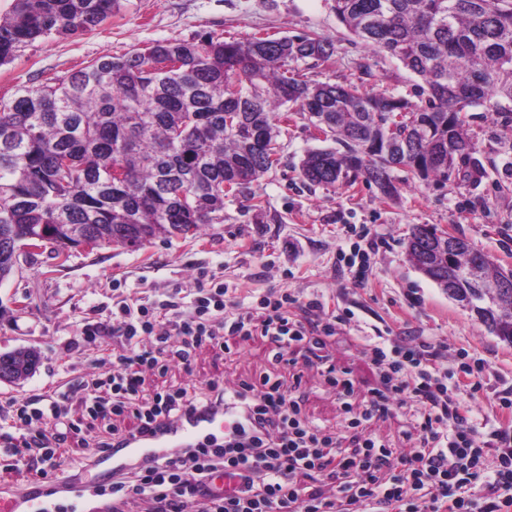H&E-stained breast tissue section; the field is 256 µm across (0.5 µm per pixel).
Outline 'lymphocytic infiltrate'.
<instances>
[{"mask_svg":"<svg viewBox=\"0 0 512 512\" xmlns=\"http://www.w3.org/2000/svg\"><path fill=\"white\" fill-rule=\"evenodd\" d=\"M297 303L296 296L274 289L247 303L221 283L189 294L176 290L160 301L122 300L112 323L121 351L113 355L107 379L86 374L0 409L5 472L44 478L60 470L67 441L80 430L69 417L73 405L94 419L134 416L141 434L223 408L230 395L241 415L233 434L120 470L107 491L112 512H126L136 500L142 512H187L192 506L197 512H512V430L499 425L479 432L430 345L379 337L366 353L380 387L357 411L348 402L352 380L327 353L335 316L312 299L306 304L311 320L301 323L290 312ZM256 336L269 343L278 364L294 368L296 351H303L305 366L320 370L344 401L348 428L413 407L414 445L393 448L368 436L355 449L344 448L336 431L303 416L294 397L303 374L295 368L288 379L264 373L203 388L144 387L145 373L189 368L198 348L229 355L234 343ZM489 449L498 459L492 468L485 458ZM229 470L238 487L215 488L212 477Z\"/></svg>","mask_w":512,"mask_h":512,"instance_id":"1","label":"lymphocytic infiltrate"}]
</instances>
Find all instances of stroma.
<instances>
[{
    "mask_svg": "<svg viewBox=\"0 0 512 512\" xmlns=\"http://www.w3.org/2000/svg\"><path fill=\"white\" fill-rule=\"evenodd\" d=\"M99 29L78 37L39 39L0 66V100L18 89L62 76L103 55H121L163 40H190L204 33L245 40L254 34L318 32L333 42L328 64L308 70L317 82H364L414 98L418 76L385 53L366 48L337 20L333 0H121ZM475 157L483 169L478 182L438 189L419 180L402 183L394 199L375 186L308 187L300 173L305 154L321 147L305 121L283 126L278 143L282 164L253 182L247 195L224 201V221L202 226L195 238L156 239L139 249L105 245L75 251L61 262L43 251L22 262L20 273L0 282V352L35 346L42 355L35 375L23 385L0 382V404L52 390L82 374H103L111 341L100 360L78 346L84 324L108 322L119 301L132 294L164 298L173 289L192 291L199 273L236 290L238 296L281 289L301 301L320 300L342 317L327 350L354 381L353 403L370 398L377 375L362 349L372 336L421 338L441 353L448 385L477 417L512 421L498 398L512 389V344L450 299L411 265L404 240L412 225L429 224L464 235L497 264L512 269V112L495 116L475 109ZM365 231V279L353 285L346 256L352 229ZM262 339L242 343L233 360L197 351L191 371L173 369L168 384L204 387L210 381L288 375L272 364ZM481 363L482 388L471 393L458 370L460 359ZM302 409L317 424L342 429L341 405L315 372L300 389Z\"/></svg>",
    "mask_w": 512,
    "mask_h": 512,
    "instance_id": "stroma-1",
    "label": "stroma"
}]
</instances>
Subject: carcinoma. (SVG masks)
Instances as JSON below:
<instances>
[{
    "mask_svg": "<svg viewBox=\"0 0 512 512\" xmlns=\"http://www.w3.org/2000/svg\"><path fill=\"white\" fill-rule=\"evenodd\" d=\"M334 2L355 38L423 80L418 100L301 79L299 65L334 53L310 31L157 41L1 102L0 282L16 272L26 235L54 246L104 231L108 245L139 248L224 223V198L281 164L279 124L297 118L333 142L301 160L311 185L362 178L392 199L396 169L441 187L475 179L471 111L512 112V0ZM119 8L120 0H15L0 16V64L37 39L93 31ZM288 104L295 110L281 111ZM437 233L410 228L412 265L444 291L453 284L451 299L512 344V287H494L512 269L463 235L458 252L436 254ZM39 362L34 346L0 353V381L20 384Z\"/></svg>",
    "mask_w": 512,
    "mask_h": 512,
    "instance_id": "obj_1",
    "label": "carcinoma"
}]
</instances>
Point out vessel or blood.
I'll use <instances>...</instances> for the list:
<instances>
[{
  "label": "vessel or blood",
  "mask_w": 512,
  "mask_h": 512,
  "mask_svg": "<svg viewBox=\"0 0 512 512\" xmlns=\"http://www.w3.org/2000/svg\"><path fill=\"white\" fill-rule=\"evenodd\" d=\"M234 424L233 415L223 411L198 412L172 425L161 424L156 432L114 441L112 461L118 464L132 457L145 460L163 455L168 449L196 444L208 438L220 440ZM60 491L71 492L78 498L83 495L84 486L68 473L49 483H27L19 492L14 491L11 484L0 481V512H51L55 495Z\"/></svg>",
  "instance_id": "1"
}]
</instances>
